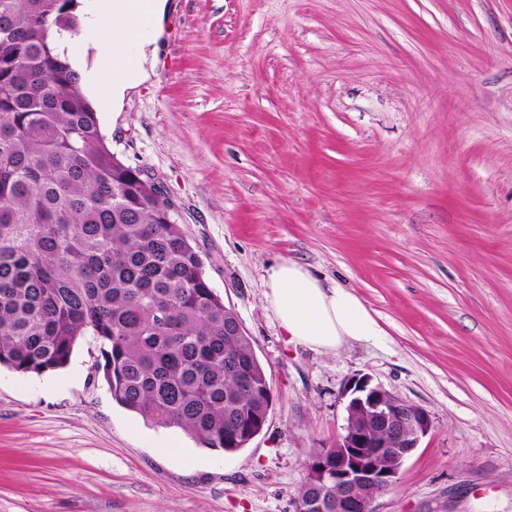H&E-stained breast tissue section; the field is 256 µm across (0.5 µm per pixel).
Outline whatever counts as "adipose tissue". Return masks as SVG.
<instances>
[{
  "mask_svg": "<svg viewBox=\"0 0 512 512\" xmlns=\"http://www.w3.org/2000/svg\"><path fill=\"white\" fill-rule=\"evenodd\" d=\"M130 0H106L89 6L100 32V51L117 54L120 47L137 41L138 14ZM265 298L290 342L314 351L332 352L355 341L378 343L383 332L361 300L347 289L325 285L294 262L272 267L264 280Z\"/></svg>",
  "mask_w": 512,
  "mask_h": 512,
  "instance_id": "obj_1",
  "label": "adipose tissue"
}]
</instances>
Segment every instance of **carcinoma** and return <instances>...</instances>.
I'll return each instance as SVG.
<instances>
[{
	"label": "carcinoma",
	"mask_w": 512,
	"mask_h": 512,
	"mask_svg": "<svg viewBox=\"0 0 512 512\" xmlns=\"http://www.w3.org/2000/svg\"><path fill=\"white\" fill-rule=\"evenodd\" d=\"M79 7L0 0V368L56 371L90 333L119 405L238 451L266 425V369L155 181L106 144L61 49Z\"/></svg>",
	"instance_id": "1"
}]
</instances>
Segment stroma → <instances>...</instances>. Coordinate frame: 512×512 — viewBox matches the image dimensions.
<instances>
[{
    "mask_svg": "<svg viewBox=\"0 0 512 512\" xmlns=\"http://www.w3.org/2000/svg\"><path fill=\"white\" fill-rule=\"evenodd\" d=\"M98 37L67 49L101 133L175 203L273 404L227 453L117 404L93 336L61 370L1 368L0 512H293L358 374L433 423L374 512H512V0H167L115 105ZM286 260L382 343H288L264 296Z\"/></svg>",
    "mask_w": 512,
    "mask_h": 512,
    "instance_id": "35a3bbf8",
    "label": "stroma"
}]
</instances>
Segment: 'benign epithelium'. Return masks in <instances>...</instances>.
<instances>
[{"mask_svg":"<svg viewBox=\"0 0 512 512\" xmlns=\"http://www.w3.org/2000/svg\"><path fill=\"white\" fill-rule=\"evenodd\" d=\"M346 411L365 413L362 422L346 421L344 432L336 439L340 455L336 465L326 458L308 465L305 481L331 487V494H320L294 502V512H374L373 499L366 495L371 486L383 490L397 480L400 465L376 462L380 449L404 444L407 452L418 447L431 429V417L421 406L407 402L367 375L352 378L341 393Z\"/></svg>","mask_w":512,"mask_h":512,"instance_id":"7a95c632","label":"benign epithelium"}]
</instances>
